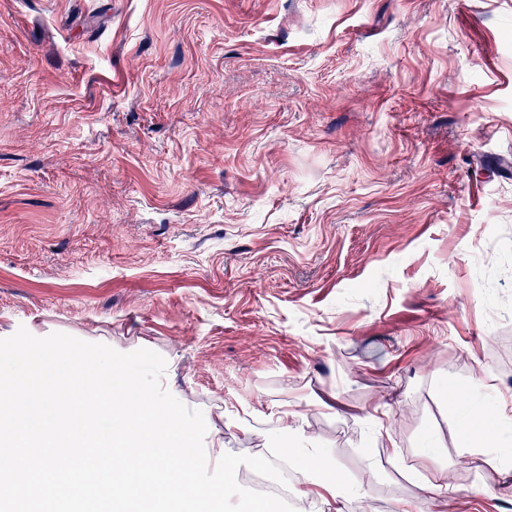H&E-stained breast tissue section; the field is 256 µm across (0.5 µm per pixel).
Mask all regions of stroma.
Returning <instances> with one entry per match:
<instances>
[{"label": "stroma", "instance_id": "stroma-1", "mask_svg": "<svg viewBox=\"0 0 512 512\" xmlns=\"http://www.w3.org/2000/svg\"><path fill=\"white\" fill-rule=\"evenodd\" d=\"M22 326L175 358L230 453L297 413L342 512H441L426 446L512 512L457 429L512 399V0H0Z\"/></svg>", "mask_w": 512, "mask_h": 512}]
</instances>
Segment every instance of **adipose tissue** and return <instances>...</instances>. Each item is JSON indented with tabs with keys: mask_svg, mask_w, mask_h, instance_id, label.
Returning <instances> with one entry per match:
<instances>
[{
	"mask_svg": "<svg viewBox=\"0 0 512 512\" xmlns=\"http://www.w3.org/2000/svg\"><path fill=\"white\" fill-rule=\"evenodd\" d=\"M277 431L284 439L277 453L294 464L298 494L320 499L327 505L347 498L348 485L335 462L320 449L302 447L295 414L287 413L279 417ZM459 433L460 445L472 470L500 472L512 468V457L495 446L503 434L499 425L484 424L469 415L462 418Z\"/></svg>",
	"mask_w": 512,
	"mask_h": 512,
	"instance_id": "ef3b65f1",
	"label": "adipose tissue"
}]
</instances>
